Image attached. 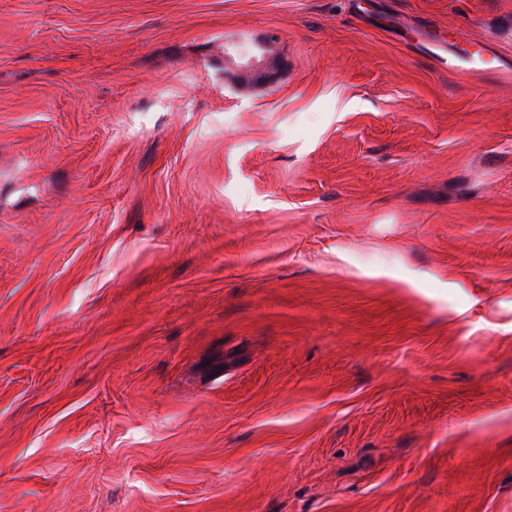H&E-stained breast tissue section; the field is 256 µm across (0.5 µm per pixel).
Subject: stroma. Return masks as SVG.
<instances>
[{
  "instance_id": "stroma-1",
  "label": "stroma",
  "mask_w": 512,
  "mask_h": 512,
  "mask_svg": "<svg viewBox=\"0 0 512 512\" xmlns=\"http://www.w3.org/2000/svg\"><path fill=\"white\" fill-rule=\"evenodd\" d=\"M0 512H512V0H0Z\"/></svg>"
}]
</instances>
